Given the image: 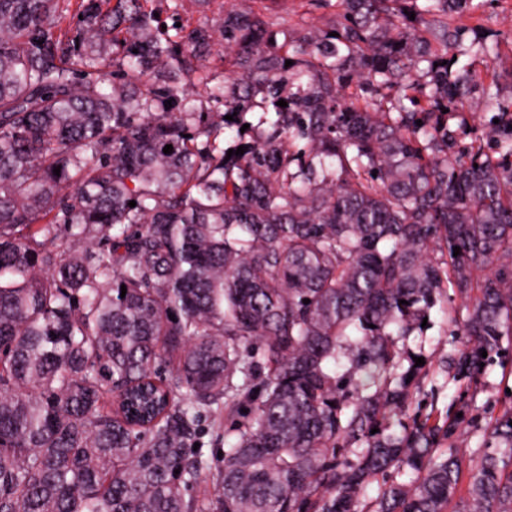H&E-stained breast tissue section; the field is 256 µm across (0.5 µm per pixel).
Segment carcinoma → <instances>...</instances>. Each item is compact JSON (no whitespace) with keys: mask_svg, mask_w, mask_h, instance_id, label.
Instances as JSON below:
<instances>
[{"mask_svg":"<svg viewBox=\"0 0 512 512\" xmlns=\"http://www.w3.org/2000/svg\"><path fill=\"white\" fill-rule=\"evenodd\" d=\"M153 2L0 0V512H446L464 456L403 422L398 343L481 265L452 379L512 333V112L492 153L450 126L498 93L448 26L483 2L337 0L281 43L267 6L172 34ZM226 115L267 132L229 157ZM490 436L468 512H512V410ZM199 450L204 461L200 479L191 494L200 502L208 503L215 499L218 491L217 476L222 469L224 454V414L213 411L204 413L201 421ZM222 450L221 458L218 452Z\"/></svg>","mask_w":512,"mask_h":512,"instance_id":"carcinoma-1","label":"carcinoma"}]
</instances>
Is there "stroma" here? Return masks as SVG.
I'll return each instance as SVG.
<instances>
[{"instance_id": "obj_1", "label": "stroma", "mask_w": 512, "mask_h": 512, "mask_svg": "<svg viewBox=\"0 0 512 512\" xmlns=\"http://www.w3.org/2000/svg\"><path fill=\"white\" fill-rule=\"evenodd\" d=\"M259 0H183L182 20L198 23L216 17L219 12L247 13L258 10ZM333 7L318 6L316 0H276L267 13L272 31L278 36L298 31L319 32L330 28L336 18ZM450 26L478 28L489 41L500 44V55L490 62L474 61V78L490 82L499 77L502 96L512 95V0H484L473 14L452 13ZM464 295L450 293L447 301L436 306L422 335L405 341L404 356L420 357L429 371L428 377L417 378L412 387L422 412L437 410L447 413L450 424L449 445L461 449L465 458L481 455L491 447L489 426L505 408L512 406V335L504 337L501 352L486 367L487 379L482 386L469 388L448 378L440 368L441 361L461 349L464 338L448 315L465 303ZM199 449L204 461L200 479L192 491L199 501L208 503L218 491L217 476L223 461L218 456L224 447V417L208 412L201 421Z\"/></svg>"}]
</instances>
